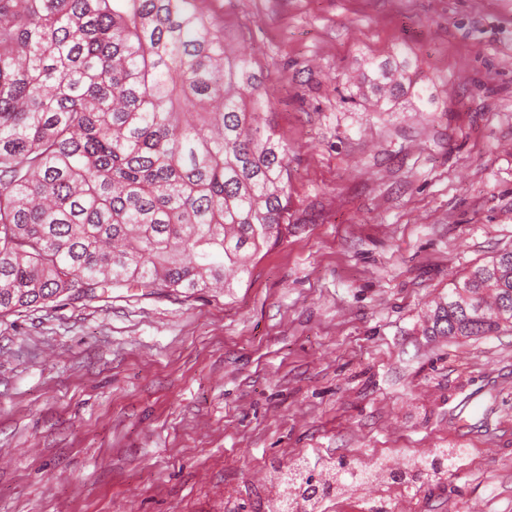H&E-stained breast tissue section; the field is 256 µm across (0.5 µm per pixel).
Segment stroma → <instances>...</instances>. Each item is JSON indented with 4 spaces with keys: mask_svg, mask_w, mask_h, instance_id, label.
<instances>
[{
    "mask_svg": "<svg viewBox=\"0 0 512 512\" xmlns=\"http://www.w3.org/2000/svg\"><path fill=\"white\" fill-rule=\"evenodd\" d=\"M288 143L306 226L231 293L0 316V512H266L267 473L437 448L441 480L321 512H512V331L434 301L512 249V0H209ZM406 91L373 107L384 61Z\"/></svg>",
    "mask_w": 512,
    "mask_h": 512,
    "instance_id": "obj_1",
    "label": "stroma"
}]
</instances>
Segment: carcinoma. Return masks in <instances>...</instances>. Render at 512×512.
<instances>
[{"label":"carcinoma","mask_w":512,"mask_h":512,"mask_svg":"<svg viewBox=\"0 0 512 512\" xmlns=\"http://www.w3.org/2000/svg\"><path fill=\"white\" fill-rule=\"evenodd\" d=\"M206 0H0V314L112 288L222 287L301 227L288 145L261 122L251 61L224 51ZM404 94L401 66L367 77ZM512 329V250L472 268L427 316L430 336ZM463 448L420 457L411 484ZM366 475L287 482L305 499Z\"/></svg>","instance_id":"obj_1"}]
</instances>
